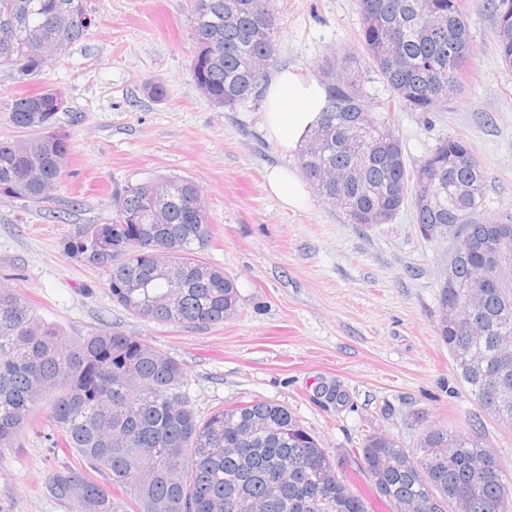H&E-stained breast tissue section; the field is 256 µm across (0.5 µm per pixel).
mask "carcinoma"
Here are the masks:
<instances>
[{
  "label": "carcinoma",
  "mask_w": 512,
  "mask_h": 512,
  "mask_svg": "<svg viewBox=\"0 0 512 512\" xmlns=\"http://www.w3.org/2000/svg\"><path fill=\"white\" fill-rule=\"evenodd\" d=\"M359 0L361 50L390 89L370 101L367 72L354 54L321 66L325 105L317 129L323 146L303 145L299 167L314 192L341 208L351 224L381 210L394 217L412 205L419 227L459 224L469 239L489 225L512 223V212L482 216L485 180L471 146L439 141L420 165L461 158L438 204H424L398 137L350 140L349 114L377 109L388 123L393 104L431 112L448 98L474 50L463 0ZM499 58L512 68V0H489ZM84 0H0V68L20 77L43 66L51 49L61 56L87 35L92 20ZM278 17L261 16L252 0H194L191 63L196 86L215 106L234 110L262 100L277 67ZM400 35L393 59L378 46ZM15 96L9 123L16 135L0 139V190L21 200L44 199L60 183L71 145L57 129L51 94ZM113 216L69 242L67 251L108 275L112 300L158 324L207 329L239 310L234 280L210 263L209 217L195 183L163 176L128 183L113 197ZM485 265L473 249L455 261L452 288L458 327L437 323L460 380L487 413L512 425V361L499 341L512 337V290L487 292L483 306L467 301L473 270ZM185 372L174 358L117 327L67 341L34 313L23 296L0 288V448H13L38 404L50 402L49 421L76 461L53 474L52 490L74 497L81 512H369L366 500L339 476L335 462L287 407L265 399L213 411L199 419L179 387ZM392 512H512V479L487 448L479 428L467 434L439 427L416 447L372 434L351 450Z\"/></svg>",
  "instance_id": "cac0c4a2"
}]
</instances>
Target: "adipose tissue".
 Segmentation results:
<instances>
[{
  "instance_id": "1",
  "label": "adipose tissue",
  "mask_w": 512,
  "mask_h": 512,
  "mask_svg": "<svg viewBox=\"0 0 512 512\" xmlns=\"http://www.w3.org/2000/svg\"><path fill=\"white\" fill-rule=\"evenodd\" d=\"M324 101L325 91L317 80L291 70L280 71L264 97L267 137L282 151H297L306 133L317 125Z\"/></svg>"
}]
</instances>
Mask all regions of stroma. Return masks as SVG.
<instances>
[{
    "instance_id": "1",
    "label": "stroma",
    "mask_w": 512,
    "mask_h": 512,
    "mask_svg": "<svg viewBox=\"0 0 512 512\" xmlns=\"http://www.w3.org/2000/svg\"><path fill=\"white\" fill-rule=\"evenodd\" d=\"M92 25L69 52L17 79L0 71V138L14 133L8 106L19 93L56 88L71 151L56 190L40 202L0 192V286L23 295L76 340L116 326L178 360L181 392L200 417L262 398L288 407L342 463L371 512H389L361 459L374 432L414 447L425 426L468 431L512 475V427L492 420L465 390L436 333L447 244L426 240L404 207L386 224H351L311 196L282 206L265 174L297 169L268 139L261 106H212L190 75L191 0H85ZM475 54L460 93L430 112L395 106L390 125L408 164L443 138L471 146L484 170L483 215L512 210V68L502 65L488 0H464ZM279 69L319 78L325 59L357 49L358 0H274ZM164 98L146 91L150 81ZM184 176L202 190L212 228L208 262L234 279L241 312L208 329L163 326L113 302L104 272L67 244L112 216L126 184ZM334 387L339 400L323 390ZM74 449L47 424L27 426L0 449V512H76L53 495L55 469Z\"/></svg>"
}]
</instances>
